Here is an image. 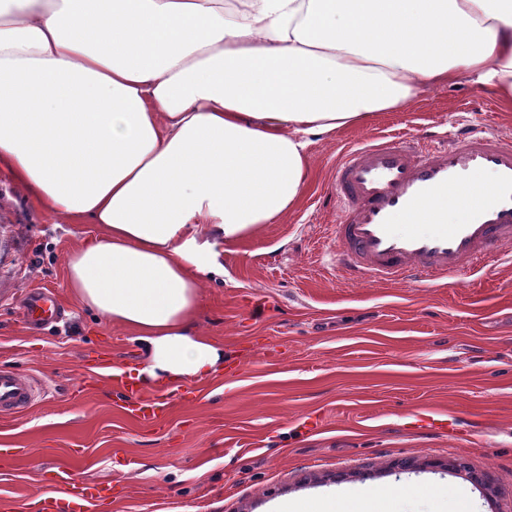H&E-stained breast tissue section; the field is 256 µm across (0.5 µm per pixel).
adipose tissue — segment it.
<instances>
[{"mask_svg": "<svg viewBox=\"0 0 512 512\" xmlns=\"http://www.w3.org/2000/svg\"><path fill=\"white\" fill-rule=\"evenodd\" d=\"M461 80L512 106V0H0V168L98 225L67 285L134 333L141 382L177 386L221 373L203 278L293 211L312 138Z\"/></svg>", "mask_w": 512, "mask_h": 512, "instance_id": "1", "label": "adipose tissue"}]
</instances>
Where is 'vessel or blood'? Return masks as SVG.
Returning <instances> with one entry per match:
<instances>
[{"label": "vessel or blood", "mask_w": 512, "mask_h": 512, "mask_svg": "<svg viewBox=\"0 0 512 512\" xmlns=\"http://www.w3.org/2000/svg\"><path fill=\"white\" fill-rule=\"evenodd\" d=\"M336 263L357 283L454 280L464 270L512 258V142L462 126L425 137L384 135L346 150L336 162ZM459 221L449 222V213ZM33 326L60 316L55 295L23 300ZM107 371L130 416L153 420L172 397L147 394L123 373ZM39 398L34 380L0 368V414H18ZM108 483L70 484L68 512L110 497Z\"/></svg>", "instance_id": "vessel-or-blood-1"}]
</instances>
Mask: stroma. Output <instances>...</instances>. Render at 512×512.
<instances>
[{"label":"stroma","mask_w":512,"mask_h":512,"mask_svg":"<svg viewBox=\"0 0 512 512\" xmlns=\"http://www.w3.org/2000/svg\"><path fill=\"white\" fill-rule=\"evenodd\" d=\"M512 138V109L462 82L431 86L404 109L313 139L296 208L226 247L224 274L200 295L203 335L224 370L143 422L127 416L101 355L137 364L134 336L84 309L67 254L95 235L39 211L0 171V366L45 389L0 416V502L42 512L64 475L112 483L88 512H271L283 499L390 490L392 512H512V261L458 280L359 284L336 266L331 195L338 155L374 135L461 126ZM54 291L65 312L28 329L24 296ZM453 417L466 438L422 426ZM448 487L447 502L426 486Z\"/></svg>","instance_id":"obj_1"}]
</instances>
